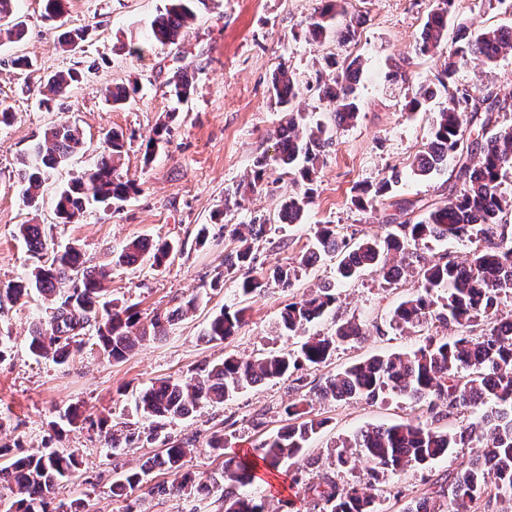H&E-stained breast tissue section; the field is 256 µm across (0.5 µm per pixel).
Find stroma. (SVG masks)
Masks as SVG:
<instances>
[{"label":"stroma","mask_w":512,"mask_h":512,"mask_svg":"<svg viewBox=\"0 0 512 512\" xmlns=\"http://www.w3.org/2000/svg\"><path fill=\"white\" fill-rule=\"evenodd\" d=\"M351 2L363 22L355 38L342 46L305 36V23L317 0H208L178 44L156 46L136 57L129 54L128 45L148 39L151 21L164 12L168 0H71L70 26L88 29L85 42L74 51L60 47L58 29L42 16V0H18L26 37L19 43H0V106L14 114L9 125L0 127V288L21 280L35 266L17 227L39 224L55 249L78 244L91 265L110 263L114 251L136 238L176 244V252L161 266H113L105 298L133 307L145 321L188 299L198 302L192 315L120 362L100 357L91 335L68 364L33 356L28 350L30 333L51 316L40 297H31L21 307H6L0 315V336L9 337L11 345L0 361V445L9 446L15 455L44 446L78 451L81 465L57 491V499H81L85 512H126L130 506L135 512H223L217 494L205 489L225 457L206 445L212 428L223 426L227 434L225 455L253 456L263 437L287 425L283 409L296 396L292 379L265 382L218 406L200 405L190 418L168 423L165 433L171 438L196 439L183 467L200 488L191 497L152 494V487L173 480L160 468L127 497H113L117 472L159 454L161 443L115 452L98 430L75 428L59 438L55 423L70 406L95 415L108 411L113 421H126L132 394L151 381L191 376L228 353L247 359L288 345V338L279 333L285 305L319 284L335 281L336 260L326 256L300 269L292 289L271 287L243 300L236 291L240 272L224 263L234 247L228 225L246 224L255 217L268 220L271 231L252 241L257 268L267 270L298 262L315 225H335L349 238L380 235L399 205L412 202L424 208L447 196L448 172L428 178L412 172L446 96L438 94L418 112L404 108L412 88L433 84L440 69L439 58L416 51L424 23L439 0ZM510 24L512 0H454L442 51L454 50L458 26L476 31ZM21 55L33 60L31 69L21 72L13 67V59ZM332 56H357L364 62L355 85L359 115L354 125L335 128V143L319 166L314 201L303 221L279 222L282 200L292 184L275 170L237 204L225 206L226 191L247 182L256 158L272 149L282 117L271 99L276 69L288 67L300 82L311 83L326 73V60ZM402 63L407 79L393 78L396 65ZM69 69L84 71V80L51 107L41 106L40 83ZM178 71L192 79L191 95L184 102L169 93V81ZM116 83L137 89L120 107L104 98L105 88ZM454 84L474 93L490 86L512 96V52L490 69L461 67ZM163 122L168 130L152 161L144 162L145 144ZM61 123L78 126L84 145L65 166L49 171L38 208H29L17 182L18 161L47 128ZM112 131L124 136L120 172L136 179L138 192L120 210L90 204L77 222L60 223L55 212L59 189L97 161L106 147L105 136ZM392 167L403 172V181L387 196L356 206L358 189L378 183ZM419 286L412 274L387 282L375 273L340 285L337 306L318 322V330L327 332L335 320L355 318L369 333L365 340L337 347L324 367L305 371L306 387L369 356L416 347L422 333H400L391 316ZM237 303L247 308L239 334L220 344L207 342L203 331L212 314ZM310 411L327 425L311 445V459H298L295 466L313 478L330 469L328 444L362 428L417 414L418 409L391 397L376 404L316 399ZM472 453V446L465 445L429 465L387 475L377 491L382 512H402L410 500L430 496L434 479L456 469ZM251 491L264 497L273 512L310 510L303 490L292 485L284 467L256 480Z\"/></svg>","instance_id":"obj_1"}]
</instances>
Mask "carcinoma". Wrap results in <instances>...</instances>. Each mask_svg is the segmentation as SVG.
<instances>
[{"instance_id": "cac0c4a2", "label": "carcinoma", "mask_w": 512, "mask_h": 512, "mask_svg": "<svg viewBox=\"0 0 512 512\" xmlns=\"http://www.w3.org/2000/svg\"><path fill=\"white\" fill-rule=\"evenodd\" d=\"M70 0H43L44 17L64 26ZM206 0H169L165 13L151 24V43L175 45L183 37L195 7ZM349 0H319L306 28L312 39H332L338 43L352 40L357 32ZM453 0H443V7L432 12L424 26L419 44L423 55L440 50L448 36L449 9ZM20 41L25 24L17 15V0H0V35ZM86 30L74 28L64 33L60 46L73 50L85 41ZM459 46L444 61L438 88L448 94V104L433 122L429 142L413 163L417 176L438 174L448 166L454 181L446 200L412 220H403L384 236L366 234L351 242L336 232L332 224H318L312 247L299 262L312 265L321 257L336 255V282H327L302 298L288 303L281 318V335L302 337L297 349L286 347L241 361L232 355L194 376L163 378L142 389L134 398L132 412L149 422L141 431L130 422L123 429L108 427V417L82 415L76 408L65 410L68 424L78 422L105 433L111 448L130 447L136 443L162 440L164 454L145 458L138 468L118 473L112 482V495L122 498L139 486L156 468L175 475L183 459L195 447V439L171 440L164 429L173 419H186L201 403L222 404L245 390L284 376L304 382L299 372L318 368L331 357L336 347L355 342L366 335L355 319L336 323L334 331L321 335L309 333V326L329 313L336 304L340 281L376 271L387 282L397 280L418 264L421 288L401 301L392 315V323L403 332H414L425 324L455 326L459 334L445 336L427 332L422 342L406 352L374 355L328 375L316 386L324 400L343 402L361 399L377 402L389 393L406 397L426 408L428 420L410 417L397 423L380 424L357 432L337 446L335 465L352 469L364 459V486L344 485L326 471L307 482L297 473L295 485H303L307 497L318 512H380L377 496L372 494L380 479L389 473L425 465L462 443L476 441L474 456L448 473L434 491V496L411 503L404 512H466L467 505L483 497L488 502H512V329L504 326L500 306L512 296V229L507 216L512 201L500 191L503 178L512 171V125H496L495 114L509 107L506 99L487 89L477 94L465 89L452 92L449 85L458 66L473 62L493 66L498 58L512 50V27L492 26L474 32L461 30ZM338 73L316 81L318 97L328 103L336 126L353 124L358 105L353 96L361 68L359 59L342 61ZM79 81L75 70L50 76L41 90L40 103L46 107L65 96ZM171 93L186 100L191 93L189 77L176 73L169 82ZM136 93L133 87L116 85L107 91L114 105L125 103ZM271 93L277 104L286 106L301 94V85L287 68H280L272 78ZM437 88L421 86L406 103L412 112L426 108ZM274 153L258 157L254 163L253 184H259L267 171L280 168L292 176L296 191L284 202L279 214L282 224H296L313 202L314 182L322 156L334 144L333 129L323 122L309 126L300 112L288 111L275 136ZM82 143V133L62 124L45 132L44 140L32 146L20 160L18 178L24 203L39 204V193L47 170L64 165ZM107 152L80 175L71 179L58 193L56 213L64 224L75 222L86 203L92 201L115 210L137 191L136 182L118 172L125 150L123 135L107 136ZM401 179L395 168L375 187L367 188L356 199L382 196ZM266 220L254 218L248 224L231 226L229 235L237 246L224 258L229 266L242 271L238 292L249 296L273 285L290 289L297 267L277 266L256 271V257L249 239L266 232ZM18 232L29 251L38 260L30 277L5 291L0 304H17L36 292L55 302L50 321L37 325L30 335L29 348L37 357L61 365L72 351L84 344V335L92 330L99 352L106 358L121 360L140 343L165 334L170 326L196 308L189 299L174 311L154 314L141 322L132 308H116L103 300L104 282L110 276L109 265H86L80 248L72 244L63 250H51L44 229L39 224H21ZM474 239L480 242L471 258L463 263L453 260L425 261L423 250L432 241ZM175 246L134 239L112 255L117 265L137 266L146 261L156 266L169 259ZM246 308L226 306L215 313L203 336L209 342H224L237 335L245 322ZM306 403L300 396L284 407L290 423L262 439L255 451L271 471L309 452V442L323 430L325 421L307 416L301 409ZM484 407L479 418L458 431L437 426L445 418L470 408ZM75 454L46 448L19 456L0 465V486L9 491L7 501L0 500L4 512H82L75 500L51 507L57 487L70 480L78 469ZM257 478L256 465L248 458L225 456L222 468L209 477L208 489L220 492L224 512H270V504L241 491ZM194 480L184 474L181 480L166 486L158 484L151 492L188 495Z\"/></svg>"}]
</instances>
